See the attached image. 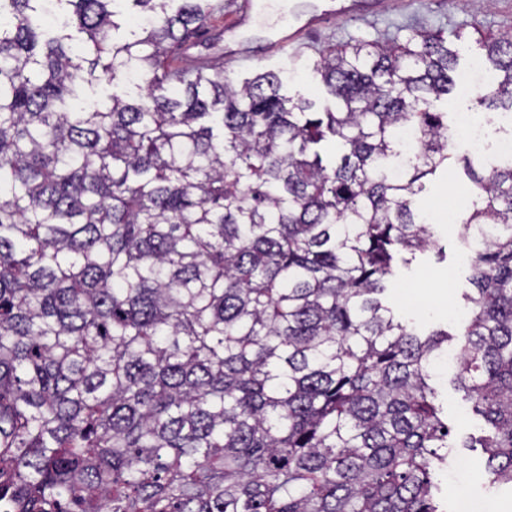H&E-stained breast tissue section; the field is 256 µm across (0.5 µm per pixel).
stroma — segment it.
I'll use <instances>...</instances> for the list:
<instances>
[{
  "instance_id": "35a3bbf8",
  "label": "stroma",
  "mask_w": 512,
  "mask_h": 512,
  "mask_svg": "<svg viewBox=\"0 0 512 512\" xmlns=\"http://www.w3.org/2000/svg\"><path fill=\"white\" fill-rule=\"evenodd\" d=\"M225 12L213 8L206 29L196 49L198 52L224 59V72L237 81L254 74L271 71L284 81L283 91L292 98L303 97L322 105L325 87L313 63L320 52L340 48L350 38L386 40L396 26L425 30H443L457 55L459 71H467L478 61L485 60L483 40L501 35L512 36V0H493L491 5L481 0H424L423 7L412 8L411 0H381L378 17L372 21H339L311 36L304 55L297 59L242 62L231 58L230 50L249 44L255 54H262L260 29L254 24L235 31L224 28ZM469 179L462 168L456 167L441 179L429 182V192L422 201L425 214L431 215L436 246L416 253L410 265L398 267L391 278L383 301L409 327L421 332L435 328L447 329L448 348L459 351L461 334L467 324L465 297L471 292L469 270L459 239L460 228L442 223L449 206H462ZM457 364L436 362L431 371V385L436 391L450 436L448 458L434 474L436 499L441 512H456L457 496L468 491L479 500L484 512H512V492L507 488H490L486 475L487 455L484 449L466 447L469 437L484 433V422L472 411V404L458 390L455 379Z\"/></svg>"
}]
</instances>
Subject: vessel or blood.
Here are the masks:
<instances>
[{"mask_svg": "<svg viewBox=\"0 0 512 512\" xmlns=\"http://www.w3.org/2000/svg\"><path fill=\"white\" fill-rule=\"evenodd\" d=\"M373 6L374 0H289L287 17L274 25V35L265 44L274 56H297L310 34Z\"/></svg>", "mask_w": 512, "mask_h": 512, "instance_id": "1", "label": "vessel or blood"}]
</instances>
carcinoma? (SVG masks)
I'll use <instances>...</instances> for the list:
<instances>
[{
  "mask_svg": "<svg viewBox=\"0 0 512 512\" xmlns=\"http://www.w3.org/2000/svg\"><path fill=\"white\" fill-rule=\"evenodd\" d=\"M113 2L0 0V512H438L448 330L381 295L434 244L416 198L455 161L475 287L457 383L489 485L512 488V159L451 153L430 111L458 91L447 37L320 56L314 112L274 72L167 67L207 0H129L124 42ZM62 4L79 54L45 31ZM486 47L477 104L512 111V36ZM133 72L146 95L81 106Z\"/></svg>",
  "mask_w": 512,
  "mask_h": 512,
  "instance_id": "obj_1",
  "label": "carcinoma"
}]
</instances>
